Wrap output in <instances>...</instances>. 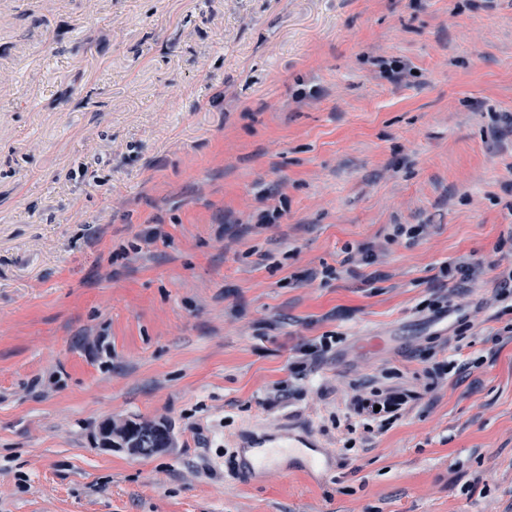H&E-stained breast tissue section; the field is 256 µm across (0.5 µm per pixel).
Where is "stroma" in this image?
I'll return each mask as SVG.
<instances>
[{
	"label": "stroma",
	"instance_id": "obj_1",
	"mask_svg": "<svg viewBox=\"0 0 512 512\" xmlns=\"http://www.w3.org/2000/svg\"><path fill=\"white\" fill-rule=\"evenodd\" d=\"M510 113L512 0H0V512H512ZM405 402L406 400L403 396H399L388 390L374 388L370 392L369 397L356 395L351 402L350 410L358 417L368 415L369 417L376 419L377 415H379L377 418L387 416L379 420L380 423L378 424V427L379 430H381L396 418V413L401 409V405ZM376 405H380L379 411H374V407H376ZM126 430V431H125ZM124 445L131 443L139 445L138 448H168L169 438L164 428L157 425L128 422L123 431ZM274 441H268L263 437L256 438L250 442H246L242 448H260L250 459L246 457L241 458L239 469L241 474H249L257 470H264L269 467L277 465L278 457L281 453V448H310L307 444L300 440L299 436L288 432V440L279 443ZM274 443L272 446H266L267 444ZM311 449V448H310ZM312 451V452H310ZM305 452H299L296 455L300 469L306 471L309 474H316L321 471L325 465L326 460L320 455L315 453L312 449Z\"/></svg>",
	"mask_w": 512,
	"mask_h": 512
}]
</instances>
